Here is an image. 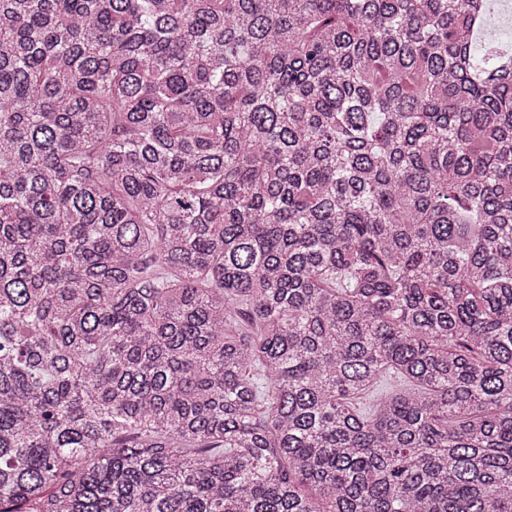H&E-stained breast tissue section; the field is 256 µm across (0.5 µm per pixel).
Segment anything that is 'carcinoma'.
<instances>
[{"label":"carcinoma","mask_w":512,"mask_h":512,"mask_svg":"<svg viewBox=\"0 0 512 512\" xmlns=\"http://www.w3.org/2000/svg\"><path fill=\"white\" fill-rule=\"evenodd\" d=\"M487 11L0 0V512H512Z\"/></svg>","instance_id":"1"}]
</instances>
